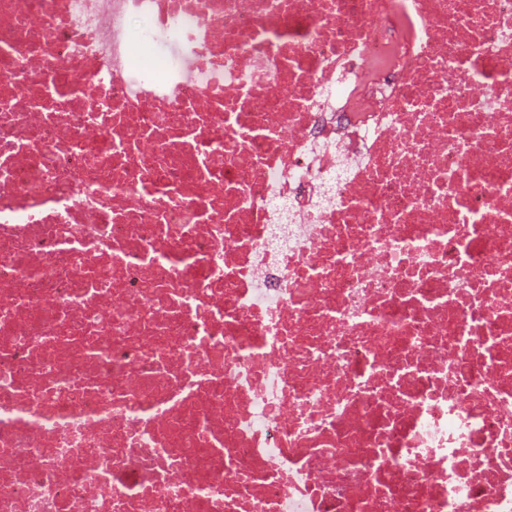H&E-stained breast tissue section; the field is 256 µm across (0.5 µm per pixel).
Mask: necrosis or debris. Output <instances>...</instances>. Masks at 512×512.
<instances>
[{
  "label": "necrosis or debris",
  "mask_w": 512,
  "mask_h": 512,
  "mask_svg": "<svg viewBox=\"0 0 512 512\" xmlns=\"http://www.w3.org/2000/svg\"><path fill=\"white\" fill-rule=\"evenodd\" d=\"M0 512H512V0H0Z\"/></svg>",
  "instance_id": "4bbe7bcc"
}]
</instances>
